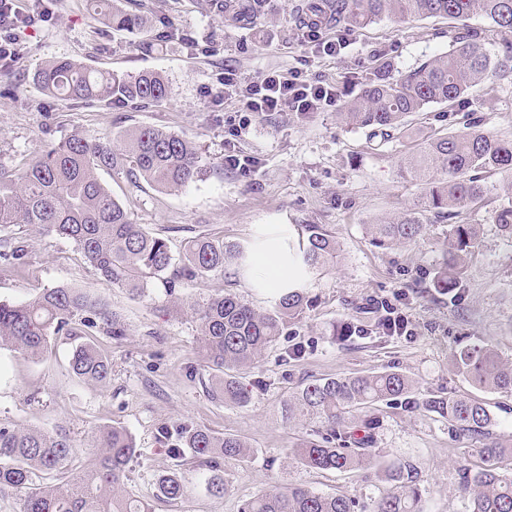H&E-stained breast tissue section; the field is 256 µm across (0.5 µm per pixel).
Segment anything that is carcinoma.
<instances>
[{
	"label": "carcinoma",
	"instance_id": "1",
	"mask_svg": "<svg viewBox=\"0 0 512 512\" xmlns=\"http://www.w3.org/2000/svg\"><path fill=\"white\" fill-rule=\"evenodd\" d=\"M94 20L115 31H147L143 16L109 0H91ZM205 7L242 29L262 25L270 14L269 0H207ZM480 16L486 24L472 27L467 20ZM330 27L357 29L382 19L442 18L460 23L448 52L426 60L398 76L391 65L374 78L339 112L351 128L366 129L385 141L398 137L405 119L432 105L456 116L472 92L488 84L512 83V0H302L295 5L298 26L314 18ZM34 83L57 102L69 100L159 104L170 96L167 79L158 72L135 75L100 72L67 58H54L34 74ZM105 170H125L162 191H179L202 179L207 171L197 147L187 137L156 127L124 132L117 139H89L74 132L62 142L36 151L14 167L0 164V231L31 227L47 238H65L117 288L144 295L155 279H192L222 272L228 265L247 264L248 251L233 242L207 237L185 241L175 261L168 241L149 234L130 218L101 180ZM401 176L423 186L414 208L368 225L381 246L408 244L426 231L422 217H455L459 209L481 201L484 179L512 174V140L482 129L470 114L463 129L434 130L404 156ZM306 240L296 261L311 274L336 259V238L318 224L305 225ZM480 243L477 224H453L435 276V288L451 293L466 270V257ZM24 246L0 238V259L19 260ZM307 306L301 286L289 287L269 309L256 308L232 293H224L192 308L199 321V350L212 370V385L224 401L239 406L249 392L238 375L259 362L288 324ZM106 325L113 337L124 335L120 317L93 302L78 288H46L26 302H0V349L31 359L43 355L54 337L80 324ZM453 367L474 385L512 393V362H505L494 346L467 344L452 357ZM72 372L84 381L100 383L112 373V361L95 343L76 347ZM381 402L433 413L448 422L456 435L480 444L483 467L463 474L467 512H512V470L502 467L512 449L492 438L490 414L484 403L470 397L431 392L416 397L413 381L398 371L314 379L292 392L287 418L317 422L321 439L301 443L294 457L304 467L348 472L360 470L367 479L388 484L372 503V512H423L422 490L414 468L400 461L377 462L372 448L378 422L366 412ZM162 439L171 456L181 462L180 449L190 448L206 471L210 494L228 491L221 463L241 462L253 450L240 437L184 424L164 429ZM78 454L63 428L0 425V496L18 494L21 512H150L144 502L125 494L129 462L140 454L130 433L120 427L97 429L83 465L73 467ZM37 471L53 473L54 482L37 485ZM187 486L178 472L161 476L157 496L182 498ZM355 501L343 492L325 494L302 484L265 490L245 501L240 512H354Z\"/></svg>",
	"mask_w": 512,
	"mask_h": 512
}]
</instances>
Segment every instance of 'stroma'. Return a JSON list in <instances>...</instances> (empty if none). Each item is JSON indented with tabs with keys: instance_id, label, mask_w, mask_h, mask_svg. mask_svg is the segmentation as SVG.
<instances>
[{
	"instance_id": "stroma-1",
	"label": "stroma",
	"mask_w": 512,
	"mask_h": 512,
	"mask_svg": "<svg viewBox=\"0 0 512 512\" xmlns=\"http://www.w3.org/2000/svg\"><path fill=\"white\" fill-rule=\"evenodd\" d=\"M52 18L28 29L21 55L0 84L23 79L19 98L0 97V162L20 164L44 145L71 132L117 137L140 127L163 128L194 141L214 170L179 193L156 189L122 171L102 173L104 184L131 218L181 252L186 239L207 236L243 246L264 229L284 225L297 238L307 224L335 232L333 266L310 274L304 288L308 305L302 320L269 347L243 382L247 406L224 401L203 380L205 362L196 350L198 323L192 305L232 292L265 308L275 297L250 287L245 271L177 284L156 282L146 296L132 297L91 267L73 244L46 238L35 230L10 229L25 247L20 263L0 260V301L21 303L43 289L69 285L82 289L116 312L126 334L115 340L102 328H80L58 337L41 358L32 360L0 350V424L53 430L61 427L77 445H86L99 426L127 429L141 450L128 468V492L150 498L153 512H237L240 500L284 483L354 497L356 512H366L383 483L357 474L308 469L293 451L317 436L312 423L287 420L284 405L303 382L326 377L396 370L420 390L465 394L485 402L493 414L494 436L512 439V394L472 385L456 372L451 353L464 341L492 343L512 362V238L502 234L495 212L512 206L507 178L485 181L483 202L462 209L459 221L481 229L483 245L469 255L456 295L434 287L448 226L429 222L417 241L392 248L375 246L369 224L411 208L420 185L399 174L400 159L411 143L434 129L459 130L445 107L434 105L410 116L403 138L382 141L368 131L349 129L336 107L300 115L266 112L242 116L235 98L215 107L205 88L227 69L251 81L270 70L300 69L335 86L338 101L356 95L382 59L404 72L447 52L455 33L450 22L410 18L381 20L354 31L323 28L325 40L345 39L339 57L321 53L292 20V0H271V13L259 29L224 24L205 0H121L123 9L144 12L151 34H164L161 49L142 48V34L115 32L93 21L87 0H53ZM206 45L207 53L196 51ZM65 56L95 70L162 72L171 95L161 104L141 107L118 102L71 101L57 106L32 78L50 58ZM483 129L512 139V85L473 100ZM255 158L254 171L224 167L225 151ZM397 301L412 321L409 336H391L379 325L380 300ZM94 342L112 361L106 383L84 382L71 372L73 347ZM375 448L383 459L411 464L420 477L424 512H466L461 486L464 470L481 458L474 441L455 437L447 422L426 413L380 405ZM191 422L240 436L253 449L245 463L225 465L229 491L215 497L193 459L182 473L184 499H155L157 480L173 461L159 441L162 427Z\"/></svg>"
}]
</instances>
